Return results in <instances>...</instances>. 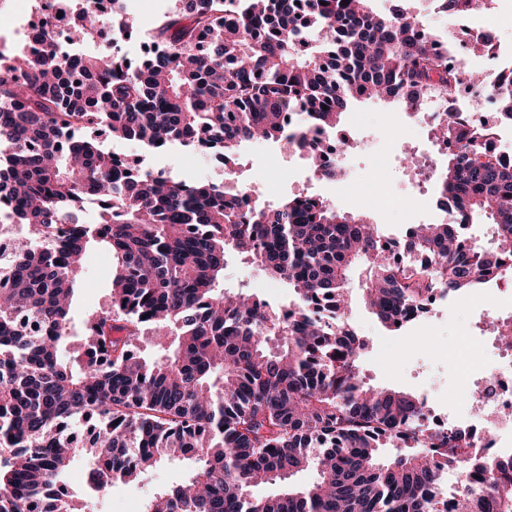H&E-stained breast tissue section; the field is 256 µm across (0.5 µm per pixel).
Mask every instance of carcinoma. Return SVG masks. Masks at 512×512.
<instances>
[{
	"instance_id": "1",
	"label": "carcinoma",
	"mask_w": 512,
	"mask_h": 512,
	"mask_svg": "<svg viewBox=\"0 0 512 512\" xmlns=\"http://www.w3.org/2000/svg\"><path fill=\"white\" fill-rule=\"evenodd\" d=\"M75 3L67 39L134 32L128 0L112 11ZM448 19L473 0H442ZM55 16L31 26V49L0 52V207L17 231L0 257V512H85L60 488L90 460L89 488L106 492L163 462L190 475L154 493L143 512H445L448 472L463 512H512V457L462 459L465 430L428 433L414 394L368 385L366 342L348 317L350 271L368 272L365 300L387 329L425 294L471 291L512 258V156L461 119L436 126L448 218L407 239L323 197L262 202L231 178L190 181L127 170L92 133L150 150L204 145L234 161L244 141L304 150L307 133L339 130L361 99L418 110L473 72L447 66L420 38L405 0L381 15L370 0H176L137 63L114 43L80 54L54 43ZM497 118L512 127V70ZM296 113L290 124L287 114ZM497 225L495 245L463 230ZM103 244L115 259L111 303L90 317L63 360L76 274ZM414 257L406 268L395 250ZM293 289L276 308L224 291L230 254ZM151 332L144 354L143 331ZM89 430L85 442L71 430ZM120 423H115V420ZM395 453L385 455L387 447ZM315 482L297 486L304 470ZM282 485L272 495L262 484Z\"/></svg>"
}]
</instances>
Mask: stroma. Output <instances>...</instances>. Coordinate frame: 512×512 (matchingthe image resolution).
Here are the masks:
<instances>
[{"label":"stroma","mask_w":512,"mask_h":512,"mask_svg":"<svg viewBox=\"0 0 512 512\" xmlns=\"http://www.w3.org/2000/svg\"><path fill=\"white\" fill-rule=\"evenodd\" d=\"M172 6V0H131L136 36L121 40L123 53L132 61L144 54L147 31ZM362 121L355 130V148L351 153L344 180L317 181L321 197L340 208L366 216L381 225L391 240H402L407 225L426 224L439 220L437 183L427 184L417 191L414 175L404 167L407 155L420 142L418 128L402 104L372 99L353 103L342 115V125H349L353 115ZM104 145L111 150L135 158L140 166L150 170H172L180 176L210 182L224 181V166L213 157L201 156L190 147L151 153L133 142L103 136ZM308 159L289 152L286 144L245 142L237 149L236 176L240 183L253 187L261 199L276 202L306 189L303 174ZM380 174L388 194L396 206L375 210L359 204L350 182L357 176ZM112 257L103 250L96 251L89 264L76 276L72 302L75 332H82L85 320L101 313L110 305ZM366 268L357 266L351 272L349 317L359 336L367 341L360 358L365 381L372 386L406 391L427 399L437 414L454 409L457 394L458 368L449 354L461 327L482 334L494 326L504 304L489 287L474 289L466 295L451 297L447 305L436 308L421 321L407 327L402 335L385 329L365 306L363 290ZM224 285L234 291H248L281 306L294 295L284 285L266 277L246 258L230 256L224 271ZM84 460H77L67 472L66 482L86 498V512H143L145 502L163 486L187 473L180 465H159L148 469L133 481H117L109 493L88 495L84 481Z\"/></svg>","instance_id":"35a3bbf8"}]
</instances>
